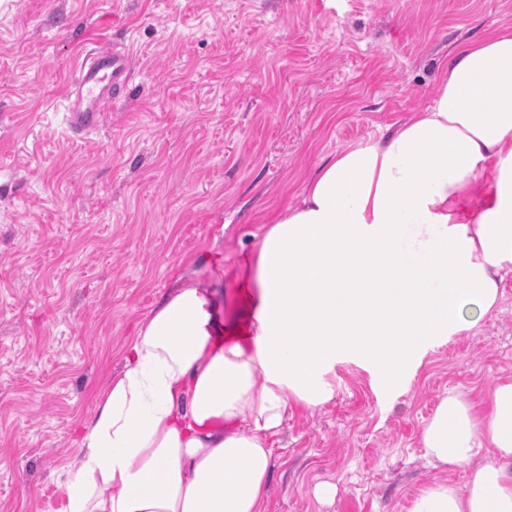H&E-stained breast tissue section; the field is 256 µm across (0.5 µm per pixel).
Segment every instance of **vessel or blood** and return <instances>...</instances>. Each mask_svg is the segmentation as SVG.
Listing matches in <instances>:
<instances>
[{"label": "vessel or blood", "mask_w": 512, "mask_h": 512, "mask_svg": "<svg viewBox=\"0 0 512 512\" xmlns=\"http://www.w3.org/2000/svg\"><path fill=\"white\" fill-rule=\"evenodd\" d=\"M132 73L133 60L128 50L93 44L64 97L68 130L76 135L97 130L128 86Z\"/></svg>", "instance_id": "1"}]
</instances>
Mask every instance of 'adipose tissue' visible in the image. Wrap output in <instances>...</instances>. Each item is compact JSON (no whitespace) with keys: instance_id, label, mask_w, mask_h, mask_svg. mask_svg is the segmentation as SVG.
<instances>
[{"instance_id":"1","label":"adipose tissue","mask_w":512,"mask_h":512,"mask_svg":"<svg viewBox=\"0 0 512 512\" xmlns=\"http://www.w3.org/2000/svg\"><path fill=\"white\" fill-rule=\"evenodd\" d=\"M479 207H472L473 199ZM512 274V27L454 49L432 103L325 160L224 294L181 281L140 322L62 470L61 512H266L272 439L337 360L397 379ZM421 443L467 466L410 512H512V380L441 399Z\"/></svg>"}]
</instances>
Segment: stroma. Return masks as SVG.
<instances>
[{"mask_svg":"<svg viewBox=\"0 0 512 512\" xmlns=\"http://www.w3.org/2000/svg\"><path fill=\"white\" fill-rule=\"evenodd\" d=\"M504 26L512 0H0V512H59L76 427L178 279L222 278L236 312L269 216L427 107L452 46ZM92 42L135 72L84 139L56 100ZM328 379L274 439L269 512H409L425 485L463 486L421 433L445 394L483 406L512 380V276L403 381L351 361Z\"/></svg>","mask_w":512,"mask_h":512,"instance_id":"1","label":"stroma"}]
</instances>
